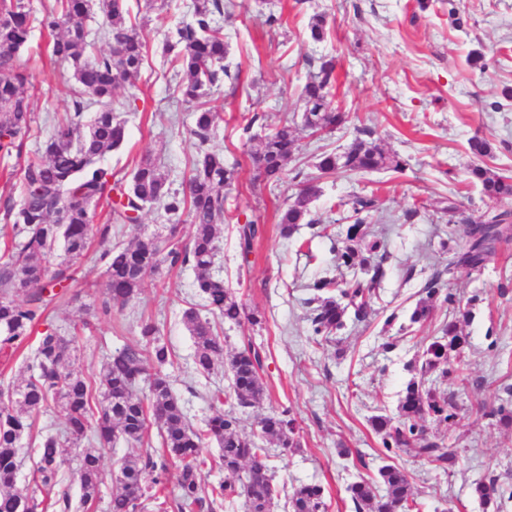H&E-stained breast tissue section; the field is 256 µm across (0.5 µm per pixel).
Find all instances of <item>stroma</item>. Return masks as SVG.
<instances>
[{
    "label": "stroma",
    "mask_w": 512,
    "mask_h": 512,
    "mask_svg": "<svg viewBox=\"0 0 512 512\" xmlns=\"http://www.w3.org/2000/svg\"><path fill=\"white\" fill-rule=\"evenodd\" d=\"M190 2L168 0L162 13L151 14L144 28L149 52L138 87L115 94L128 138L101 163L112 169L119 186H126L146 156L168 172L174 189H182L189 174L196 155L194 114L176 89L163 42ZM461 2L466 13L460 27L448 13V0H432L424 11L415 0H234L223 22L226 62L239 81L210 96L216 120L209 146L238 164L239 176L220 228L217 268L225 285L248 309L260 311L264 322H222L218 329L225 336V353L252 345L265 355L260 376L266 397L261 406L239 411L244 431L256 433L262 416L290 409L301 446L285 452L270 445V464L278 483L321 484L327 512H355L349 485L376 476L386 465L409 473L419 512H486L473 487L489 477L497 478L503 491H512V428L476 412L480 404L491 409L512 401L504 390L512 385V288L500 289L502 283L512 285V241L499 244L483 268L457 270L449 283L469 303L463 333L470 382L463 387L452 378L434 379L438 394L452 396L456 417L447 424L427 422L425 435L453 449L455 463H432L384 448L370 424L372 416L396 414L423 350L448 320V309L441 305L425 322L410 324L409 316L426 280L447 260L442 244L448 239V218L442 207L453 199L468 214L485 208L468 174L475 162L469 139L477 134L489 139L495 150L492 167L512 172V0ZM271 14L278 24H267ZM316 14L325 15L329 26L320 43L309 31ZM48 42L35 24L17 55L28 75L25 91L34 116L24 148L28 154L47 139L54 117L73 109L64 80L70 68L51 61ZM475 52L483 54L485 68L468 63ZM324 55L335 57L339 76L332 106L349 119L320 137L299 125V90L311 62ZM252 110L265 112L272 128L287 121L298 125L300 150L288 163L286 177L273 186L257 181L250 145L241 136L243 116ZM357 126L372 129L386 152L405 160V169L321 180V193L310 206L314 227L281 235L279 211L297 190L295 173H314L319 156L346 147ZM356 196L375 201L364 229L367 239L385 246L386 277L364 321H348L331 341L317 344L310 337L306 300L313 282L333 269L330 237L344 224L347 203ZM254 218L264 231L244 256L238 226ZM171 232L186 245L193 226L186 219L171 226L155 205L143 211L140 224L125 225L112 239L128 244ZM99 252V245H92L78 264L69 296L48 311V326L73 341L71 369L96 377L107 353L141 347L138 323L149 318L173 352L164 371L192 423L201 425L216 409L234 408L231 399L219 407L209 401L211 393L228 386L226 365L218 364L209 376L194 368V340L182 313L203 309L204 303L194 288L192 267L164 266L148 274L135 301L113 309L109 318L94 319L93 330H83V320L94 318L106 291Z\"/></svg>",
    "instance_id": "35a3bbf8"
}]
</instances>
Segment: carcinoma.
<instances>
[{"label": "carcinoma", "mask_w": 512, "mask_h": 512, "mask_svg": "<svg viewBox=\"0 0 512 512\" xmlns=\"http://www.w3.org/2000/svg\"><path fill=\"white\" fill-rule=\"evenodd\" d=\"M104 13V36L109 52L91 56L94 42L83 23L93 7ZM228 14L223 0H192L191 9L176 28L165 37L163 50L180 69L178 91L182 102L194 107L195 126L190 130L197 140V155L190 169L185 190L170 188L167 176L149 159L135 167L128 191L111 207L110 219L117 224H137L147 204H158L174 224L187 214L194 224L190 243L175 241V231L167 238L149 237L133 245L110 244L112 223L97 228L103 246L101 261L106 266V292L95 317H107L112 308L124 306L141 290L145 277L165 265L170 269L192 266L195 288L209 310L237 323L245 318L260 324L263 316L247 310L224 279L213 272L217 251L218 225L224 221L236 169L228 166L224 155L208 147L214 130V112L208 107L211 90L232 78L224 60L228 44L219 18ZM41 26L52 37L51 57L72 66L73 111L54 126L41 150L22 158L33 118L24 87L26 74L15 65L17 52L30 35V14L24 0H0V157L23 159L24 197L19 206L5 205V219L12 224L13 240L8 259L0 263V355L24 356L27 377L18 384L0 389V512H73L88 509L100 498L102 483L99 449L112 448L122 441L132 447L143 444L151 425H156L160 449L138 456H123L115 475L107 508L109 512H143L145 501L154 503L155 512H199L224 501L242 502L244 512H271L275 500L287 499L289 512H325L324 488L304 483L292 488L279 486L269 463V449L262 442H273L288 450L300 447L295 418L288 408L260 419V434H248L235 413L215 412L201 428L188 423L181 400L175 395L163 368L172 363V353L162 340L158 326L142 319L139 335L146 351L124 347L108 355L98 380L89 381L68 369L71 341L47 328L39 336L30 355L29 340L37 326L46 321L53 300L63 297L61 289L74 280L73 266L87 248L91 226L96 217L94 206L112 185L114 173L98 160L120 148L126 139V127L114 114V93L118 88L135 89L145 60L144 26L131 22L128 0H54L42 16ZM336 82L334 58L321 57L317 68L301 87L304 126L329 134L346 122L347 116L330 106L331 90ZM101 106L90 123L83 121L88 100ZM265 115L254 112L243 133L252 144L250 160L266 184L279 183L285 165L298 150L296 128L285 123L260 136L253 132L264 127ZM355 137L339 153H325L316 165L317 174L307 175L287 207L281 212V234L291 236L309 219V205L320 194L318 182L324 177L381 169L401 171L404 162L388 154L374 133L354 127ZM469 149L478 159L493 154L491 143L475 135ZM473 182L490 201L512 199V176L487 166L470 169ZM374 200L356 196L351 201L348 224L337 234L332 251L336 269H359L349 280L325 276L314 282L313 294L306 300L311 307L308 321L315 343L327 341L342 331L347 320L361 321L372 309L376 290L386 275L383 261L369 264L358 249L365 238ZM263 232L259 219L238 228L242 254L250 252ZM448 234L464 241L448 256L446 272L452 276L460 267L479 269L495 255L496 247L512 239V211L488 209L463 224H448ZM63 243L65 258L55 263L53 253ZM427 299L417 303L410 323L426 321L428 301L440 300L448 306L452 318L441 328L442 336L423 351L420 376L412 377L399 400L397 414L379 415L371 420L381 436L383 447L408 448L435 462L454 461L455 455L423 436L427 419L448 423L455 418L450 397H440L428 385L427 375L454 374L460 385L469 383L468 362L463 355L466 337L459 324L470 315L438 272L425 285ZM183 322L194 339L193 361L202 374L214 370L224 358V336L212 322L193 307L183 313ZM262 351L248 346L235 353L228 363L229 395L241 407H256L265 396L259 375ZM101 397L100 416L91 421L92 402ZM58 402L64 412L67 439L47 433L34 448L37 456L33 473L35 487L23 492L16 487L20 468L19 445L23 436L32 435L36 418ZM86 439L90 448L75 453L78 441ZM214 442L220 449L225 479L204 491L199 470L205 465L200 450ZM77 461L75 475L80 487L79 500L64 493L49 496L52 481ZM180 468L177 494L173 499L156 496L149 490L164 484L170 465ZM356 512H411L415 506L407 474L394 466L378 470V479L362 478L348 486ZM474 494L484 507L497 504L503 492L496 479L475 483Z\"/></svg>", "instance_id": "cac0c4a2"}]
</instances>
